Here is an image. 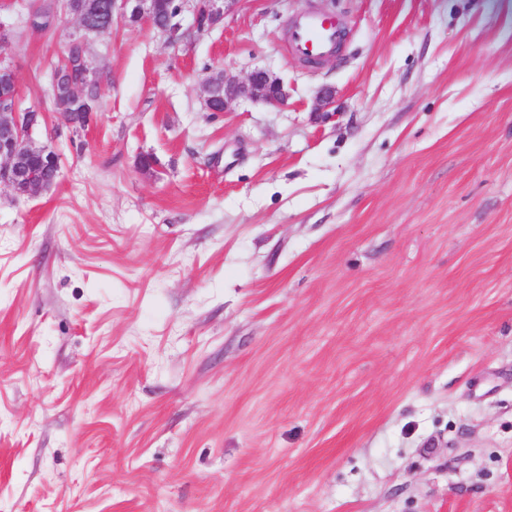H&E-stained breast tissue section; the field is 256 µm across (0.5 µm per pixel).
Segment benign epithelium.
Returning <instances> with one entry per match:
<instances>
[{
	"instance_id": "7a95c632",
	"label": "benign epithelium",
	"mask_w": 512,
	"mask_h": 512,
	"mask_svg": "<svg viewBox=\"0 0 512 512\" xmlns=\"http://www.w3.org/2000/svg\"><path fill=\"white\" fill-rule=\"evenodd\" d=\"M228 0H180L178 12L162 20L154 6V0H103L101 7L108 22L117 17L122 21H133L167 37L171 44L181 39L176 32L192 36L209 32L224 19ZM191 19L183 27L182 15ZM79 35L75 42L87 44L90 36L112 29V26H97L80 16L77 18ZM200 97L209 112L227 111L241 99L261 100L273 106L288 102V89L283 80L266 70H254L247 77L240 78L226 70L207 76L200 84ZM19 94L0 98V184L7 185L22 196H35L51 191L60 176L59 167L54 165L55 151L47 144H41L37 136L41 122L46 120L42 112L22 111L18 107ZM38 158L43 166L52 170L49 175L38 174L29 162Z\"/></svg>"
}]
</instances>
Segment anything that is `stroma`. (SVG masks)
Listing matches in <instances>:
<instances>
[{
    "instance_id": "1",
    "label": "stroma",
    "mask_w": 512,
    "mask_h": 512,
    "mask_svg": "<svg viewBox=\"0 0 512 512\" xmlns=\"http://www.w3.org/2000/svg\"><path fill=\"white\" fill-rule=\"evenodd\" d=\"M29 8L51 114L78 23ZM307 11L347 29L320 65ZM89 48L56 187L0 186V512H512V0H236ZM257 68L286 106L204 110ZM291 54L316 59L322 53L331 51L342 38V23L320 14L302 16L289 30Z\"/></svg>"
}]
</instances>
